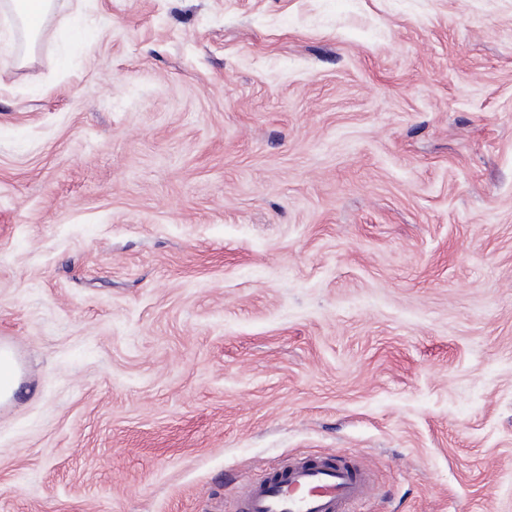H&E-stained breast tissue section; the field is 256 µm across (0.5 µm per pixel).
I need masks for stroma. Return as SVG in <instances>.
<instances>
[{
    "instance_id": "stroma-1",
    "label": "stroma",
    "mask_w": 512,
    "mask_h": 512,
    "mask_svg": "<svg viewBox=\"0 0 512 512\" xmlns=\"http://www.w3.org/2000/svg\"><path fill=\"white\" fill-rule=\"evenodd\" d=\"M97 33L61 64L74 16ZM0 17V512H512V0ZM21 369L13 352L8 348H0V402L7 401L17 388ZM372 488L369 471L351 457L301 456L250 482L232 512H357Z\"/></svg>"
}]
</instances>
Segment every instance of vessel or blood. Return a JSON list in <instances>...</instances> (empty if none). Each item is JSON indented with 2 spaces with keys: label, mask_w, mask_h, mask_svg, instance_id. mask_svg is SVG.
Segmentation results:
<instances>
[{
  "label": "vessel or blood",
  "mask_w": 512,
  "mask_h": 512,
  "mask_svg": "<svg viewBox=\"0 0 512 512\" xmlns=\"http://www.w3.org/2000/svg\"><path fill=\"white\" fill-rule=\"evenodd\" d=\"M372 488L369 471L353 458L301 456L250 482L233 512H355Z\"/></svg>",
  "instance_id": "b4317fda"
}]
</instances>
